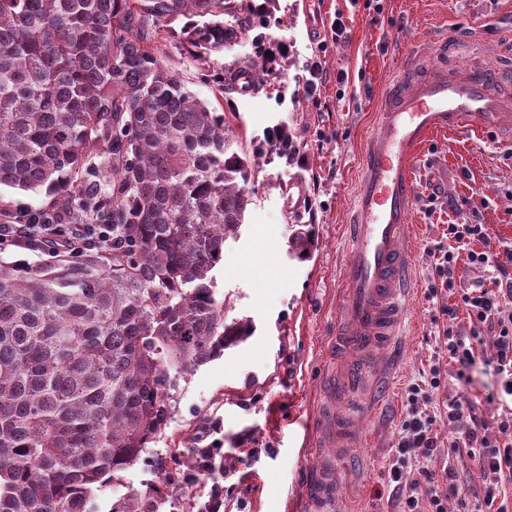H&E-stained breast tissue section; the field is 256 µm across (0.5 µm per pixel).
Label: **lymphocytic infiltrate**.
Segmentation results:
<instances>
[{"label": "lymphocytic infiltrate", "instance_id": "f902f5d3", "mask_svg": "<svg viewBox=\"0 0 512 512\" xmlns=\"http://www.w3.org/2000/svg\"><path fill=\"white\" fill-rule=\"evenodd\" d=\"M95 237V231H82L71 224H1L0 250L25 245L78 254ZM447 239V244H436L432 250L431 297H444L453 290L456 265L462 257L487 272L488 280L463 293L458 303L439 307L446 361L430 366L426 385L413 384L408 389L400 438L389 463L390 479L400 512H448L452 498L457 499L459 512H512L505 498L507 486L512 485V244L491 245L484 225L465 221L448 225ZM475 241L482 243V250L472 249ZM462 309L469 321L465 332L456 324ZM487 331L494 337L492 361L500 378L501 418L496 425H488L464 393L443 404L451 426L449 447L467 449L478 459L480 481L465 486L453 466L436 473L417 466L416 459L432 456L436 448L437 417L429 412L434 392L446 378L466 379Z\"/></svg>", "mask_w": 512, "mask_h": 512}]
</instances>
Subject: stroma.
I'll return each mask as SVG.
<instances>
[{
    "label": "stroma",
    "mask_w": 512,
    "mask_h": 512,
    "mask_svg": "<svg viewBox=\"0 0 512 512\" xmlns=\"http://www.w3.org/2000/svg\"><path fill=\"white\" fill-rule=\"evenodd\" d=\"M371 16L366 0H269L268 36L293 47L276 73L266 63L249 88L235 76L252 59V31L207 61L184 58L178 41L168 64L201 99H221L224 122L237 148L252 151L275 127L287 126L292 161L256 154L251 203L238 235L214 269L215 290L227 318L250 321V336L188 376L171 373L172 414L160 436L122 480L96 491L93 512H111L129 492L174 493L169 471L195 463L191 436L224 455L221 512H306L302 489L318 459L311 422L322 411V388L332 367L336 318L350 214L362 148L378 100L406 53L430 59L447 41L448 65L491 69L512 81V0H383ZM343 19L348 36L332 41ZM327 77L315 96L302 88V66L320 42ZM415 287L392 357L389 385L378 404L354 422L357 468L338 478L336 512H395L387 474L398 441L409 385L419 380L439 346L428 297L429 253L447 224L485 225L492 240L512 242V147L493 131L449 132L423 150L414 172ZM317 243L310 257L289 254L299 225ZM447 422L436 427L428 468L452 460L461 479L478 481L466 451L448 450ZM179 460H172L173 451Z\"/></svg>",
    "instance_id": "stroma-1"
}]
</instances>
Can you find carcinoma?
<instances>
[{
	"label": "carcinoma",
	"instance_id": "obj_1",
	"mask_svg": "<svg viewBox=\"0 0 512 512\" xmlns=\"http://www.w3.org/2000/svg\"><path fill=\"white\" fill-rule=\"evenodd\" d=\"M202 61L254 19L234 0H0V186L46 190L1 224H104L105 242L47 264L0 259V512H92L137 464L187 375L250 335L213 269L250 204V157L224 113L183 84L160 41ZM290 159L289 136L268 140ZM314 246L300 229L290 249ZM179 495L131 491L112 512H217L197 473Z\"/></svg>",
	"mask_w": 512,
	"mask_h": 512
}]
</instances>
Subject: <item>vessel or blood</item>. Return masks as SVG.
<instances>
[{
  "mask_svg": "<svg viewBox=\"0 0 512 512\" xmlns=\"http://www.w3.org/2000/svg\"><path fill=\"white\" fill-rule=\"evenodd\" d=\"M448 129H493L512 141V99L494 72H460L407 54L384 94L362 155L343 268L336 369L324 390L331 408H353L361 390L382 386L381 357L396 342L413 286L405 248L407 217L417 194L413 168L431 136ZM319 429L338 449L320 462L303 494L312 512H329L336 501L337 471L352 467L345 449L354 433L349 420L333 411Z\"/></svg>",
  "mask_w": 512,
  "mask_h": 512,
  "instance_id": "obj_1",
  "label": "vessel or blood"
}]
</instances>
